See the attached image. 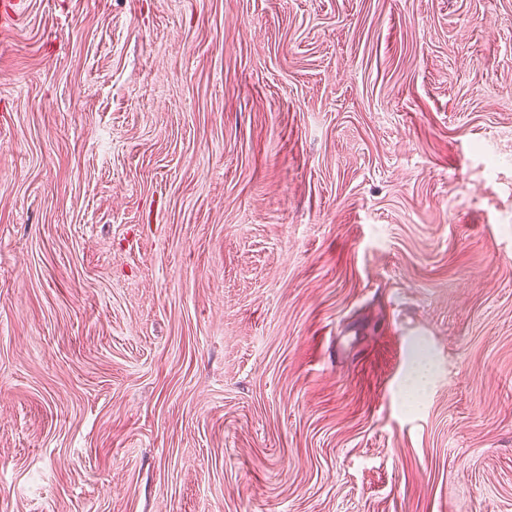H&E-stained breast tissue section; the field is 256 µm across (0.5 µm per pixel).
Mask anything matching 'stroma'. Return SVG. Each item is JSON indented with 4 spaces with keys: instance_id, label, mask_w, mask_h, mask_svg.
<instances>
[{
    "instance_id": "obj_1",
    "label": "stroma",
    "mask_w": 512,
    "mask_h": 512,
    "mask_svg": "<svg viewBox=\"0 0 512 512\" xmlns=\"http://www.w3.org/2000/svg\"><path fill=\"white\" fill-rule=\"evenodd\" d=\"M0 512H512V0H24Z\"/></svg>"
}]
</instances>
